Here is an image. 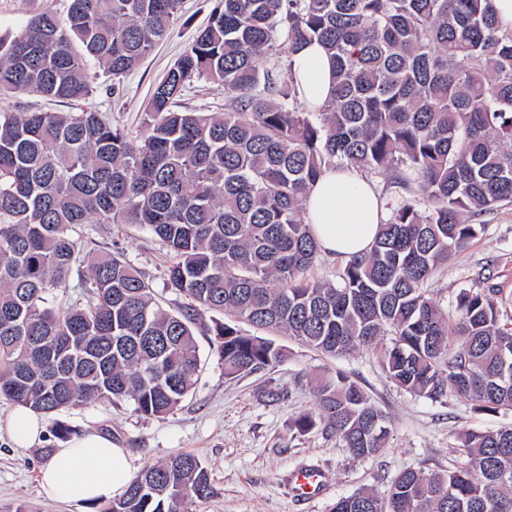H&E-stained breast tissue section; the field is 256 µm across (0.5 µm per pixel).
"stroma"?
<instances>
[{"label": "stroma", "instance_id": "obj_1", "mask_svg": "<svg viewBox=\"0 0 512 512\" xmlns=\"http://www.w3.org/2000/svg\"><path fill=\"white\" fill-rule=\"evenodd\" d=\"M217 0H182L168 36L140 65L113 84L100 73L82 108L95 109L113 123L135 128L155 85L208 22ZM68 0H0V43L9 44L34 15L50 10L65 15ZM485 229L467 243L448 266L436 271L430 294L443 312L453 311L465 290L491 284L508 302L502 322L512 324V204L484 216ZM87 260L121 250L142 271L165 307L179 296L166 286V250L137 224H87L78 228ZM288 357L274 367L248 376L225 377L215 347L199 336L201 371L196 388L178 409L163 418L144 417L133 403H90L46 420L42 445L14 447L6 421L12 404L0 400V512H101L98 503L60 504L40 487L45 449L63 445L56 424L83 433L101 431L127 448L133 472L181 451L200 458L213 492L193 500L187 512H330L339 497L360 488L385 493L406 469H445L460 460V434L468 430L512 425V410L496 413L448 396L434 402L397 387L386 375L379 349L360 348L333 358L308 348L283 332L273 333ZM342 371L356 381L387 418L390 435L377 455L357 459L335 438L313 433L292 438L290 421L312 408L310 382L326 372ZM286 390L274 401L267 393ZM315 469L325 476L317 493L301 496L292 475Z\"/></svg>", "mask_w": 512, "mask_h": 512}]
</instances>
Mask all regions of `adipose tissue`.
Returning <instances> with one entry per match:
<instances>
[{
  "mask_svg": "<svg viewBox=\"0 0 512 512\" xmlns=\"http://www.w3.org/2000/svg\"><path fill=\"white\" fill-rule=\"evenodd\" d=\"M292 70L308 107L329 96L332 68L323 47L305 43L292 55ZM307 221L323 252L341 258L364 253L384 217L374 187L358 174L330 170L312 185ZM132 479L126 449L111 437L91 431L55 449L41 472V487L63 502H103L120 496Z\"/></svg>",
  "mask_w": 512,
  "mask_h": 512,
  "instance_id": "1",
  "label": "adipose tissue"
}]
</instances>
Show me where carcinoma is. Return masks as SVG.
Here are the masks:
<instances>
[{"label":"carcinoma","instance_id":"carcinoma-1","mask_svg":"<svg viewBox=\"0 0 512 512\" xmlns=\"http://www.w3.org/2000/svg\"><path fill=\"white\" fill-rule=\"evenodd\" d=\"M181 0H70L33 16L0 51V93L79 101L90 64L118 80L169 33ZM318 41L335 85L301 101L290 58ZM198 79L224 85V112L181 105ZM327 169L383 177L387 218L335 283L310 277L321 248L305 220ZM512 203V28L493 0H218L140 113L137 129L94 110L0 113V399L48 418L91 402L174 412L195 388L198 329L224 375L281 362L242 332L284 331L336 357L374 347L388 378L419 397L453 393L512 410V327L500 290L463 291L452 315L429 296L436 269ZM83 224H140L165 247L176 312L119 253L79 273L82 305L54 307L84 263ZM203 310L230 320L202 323ZM320 431L356 458L385 447V416L348 375L311 383ZM464 460L406 469L387 493L361 488L332 512H512V426L467 431ZM212 493L177 452L141 470L104 512H185Z\"/></svg>","mask_w":512,"mask_h":512}]
</instances>
